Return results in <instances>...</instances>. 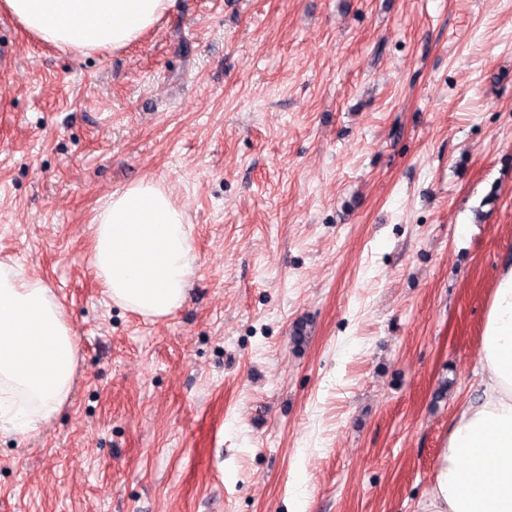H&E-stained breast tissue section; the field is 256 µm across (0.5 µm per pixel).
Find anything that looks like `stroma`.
I'll return each instance as SVG.
<instances>
[{
	"instance_id": "stroma-1",
	"label": "stroma",
	"mask_w": 512,
	"mask_h": 512,
	"mask_svg": "<svg viewBox=\"0 0 512 512\" xmlns=\"http://www.w3.org/2000/svg\"><path fill=\"white\" fill-rule=\"evenodd\" d=\"M0 261L80 339L0 434V512H417L512 255V0H172L85 57L0 14ZM173 188L198 271L155 321L88 264L102 197Z\"/></svg>"
}]
</instances>
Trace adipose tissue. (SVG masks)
I'll return each mask as SVG.
<instances>
[{"label": "adipose tissue", "mask_w": 512, "mask_h": 512, "mask_svg": "<svg viewBox=\"0 0 512 512\" xmlns=\"http://www.w3.org/2000/svg\"><path fill=\"white\" fill-rule=\"evenodd\" d=\"M172 0H0L37 42L88 55L140 40ZM90 267L110 300L161 319L187 300L198 268L192 226L163 182L143 178L102 198ZM78 338L53 289L0 262V432L24 437L71 400ZM480 395L462 403L418 512H512V261L482 325Z\"/></svg>", "instance_id": "adipose-tissue-1"}]
</instances>
